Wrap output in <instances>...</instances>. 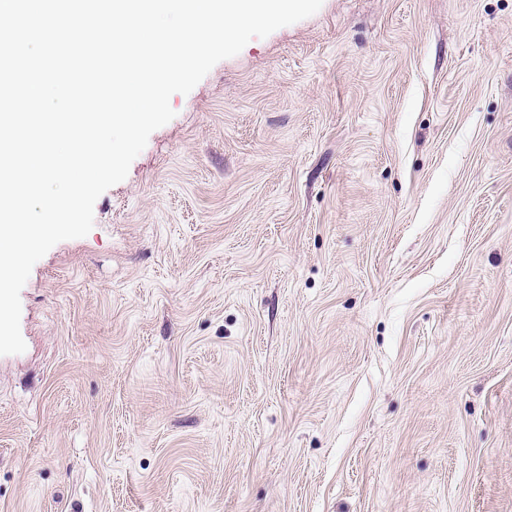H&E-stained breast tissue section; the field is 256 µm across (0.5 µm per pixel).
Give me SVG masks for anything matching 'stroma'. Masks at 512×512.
Listing matches in <instances>:
<instances>
[{
    "instance_id": "obj_1",
    "label": "stroma",
    "mask_w": 512,
    "mask_h": 512,
    "mask_svg": "<svg viewBox=\"0 0 512 512\" xmlns=\"http://www.w3.org/2000/svg\"><path fill=\"white\" fill-rule=\"evenodd\" d=\"M0 356V512H512V0H323L217 63Z\"/></svg>"
}]
</instances>
